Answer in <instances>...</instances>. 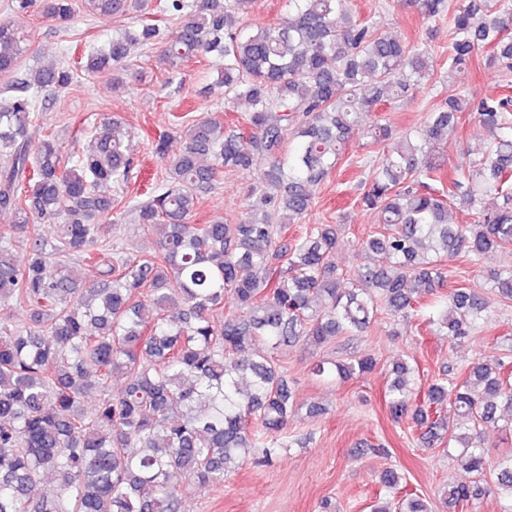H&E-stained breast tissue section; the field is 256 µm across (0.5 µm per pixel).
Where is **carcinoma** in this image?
Segmentation results:
<instances>
[{
	"label": "carcinoma",
	"instance_id": "cac0c4a2",
	"mask_svg": "<svg viewBox=\"0 0 512 512\" xmlns=\"http://www.w3.org/2000/svg\"><path fill=\"white\" fill-rule=\"evenodd\" d=\"M90 12L156 15L112 32L85 60L18 69L25 33L0 23V304L24 308L25 326L0 323V512H184L179 488L190 479L220 486L250 449L268 463L288 429L295 394L273 357L282 345L306 347L368 328L379 308L407 319L428 298L427 324L450 340L480 327L488 304L476 288L447 289L442 259L473 264L512 248V99L452 94L423 126L394 137L380 118H362L402 99L435 74L427 51L356 18L346 0H287L275 26L241 23L254 0H85ZM425 18L441 16L445 0H400ZM41 11L69 25L74 0H40ZM448 71L474 65L478 46L488 63L512 69V0H461L450 19ZM157 49L169 83L184 63L215 55L224 67L215 85L224 101L242 102L243 125L218 116L181 122L153 138L164 161L161 184L134 204L137 229L154 239L149 258L128 256L102 240V217L125 220L104 185L122 189L134 170L132 140L106 115L75 161L48 136L31 146L30 130L51 93L83 76L112 71L126 82L134 47ZM484 130L488 146L458 178H447L444 145L459 113ZM381 155L361 196L383 230L360 246L385 258L344 277L332 261L339 227L288 226L312 203L311 188L337 167L357 129ZM182 140L176 153L168 142ZM265 167V185L248 220L192 224L202 195L226 170ZM448 182V191L434 184ZM476 209L470 224L453 210ZM57 218L55 238L37 219ZM25 244L23 262L13 243ZM96 270L79 278L73 262ZM497 295L512 300V267L487 271ZM229 299L241 314L219 324ZM371 356L319 361L318 376H363ZM500 358L473 363L464 377L448 370L427 388L405 362L393 366L385 398L392 419L410 418L420 439L459 451L475 480L448 490L445 505L462 510L482 495L511 501L512 454L496 461L484 450V429L512 431V374ZM125 376L112 391V376ZM96 391L94 408L81 399ZM460 418L451 427L441 415ZM60 477L49 493L44 484ZM488 484H483L486 479ZM390 498L371 512H432L403 490L392 468L379 475Z\"/></svg>",
	"mask_w": 512,
	"mask_h": 512
}]
</instances>
